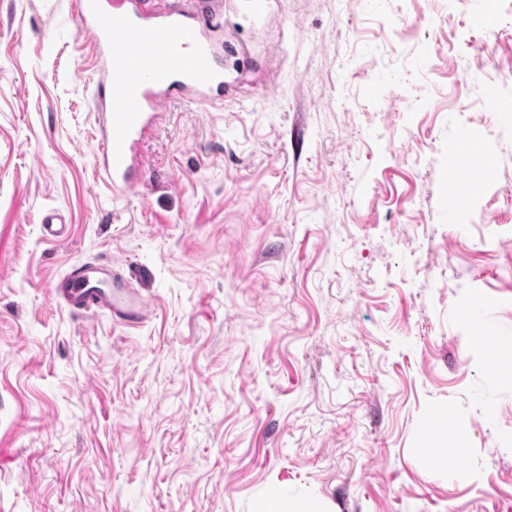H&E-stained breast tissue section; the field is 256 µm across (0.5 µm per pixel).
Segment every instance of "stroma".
I'll use <instances>...</instances> for the list:
<instances>
[{"instance_id":"obj_1","label":"stroma","mask_w":512,"mask_h":512,"mask_svg":"<svg viewBox=\"0 0 512 512\" xmlns=\"http://www.w3.org/2000/svg\"><path fill=\"white\" fill-rule=\"evenodd\" d=\"M213 36L223 103L166 104L116 197L76 0H0V512H512L474 339L512 351V0H224ZM87 262L149 318L56 300Z\"/></svg>"}]
</instances>
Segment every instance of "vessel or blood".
I'll return each mask as SVG.
<instances>
[{
    "instance_id": "1",
    "label": "vessel or blood",
    "mask_w": 512,
    "mask_h": 512,
    "mask_svg": "<svg viewBox=\"0 0 512 512\" xmlns=\"http://www.w3.org/2000/svg\"><path fill=\"white\" fill-rule=\"evenodd\" d=\"M220 2L197 0L187 11L172 0H79L81 32L98 62L100 137L92 151L114 193L137 187L141 137L165 102L209 106L224 97L223 47L212 36L224 16ZM55 295L74 311L105 312L126 325L149 315L107 264L74 268Z\"/></svg>"
}]
</instances>
